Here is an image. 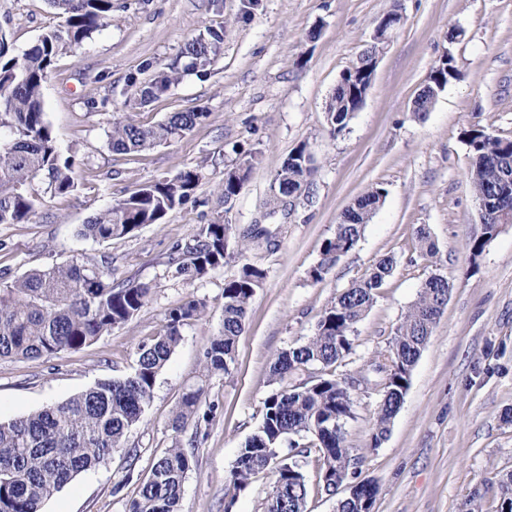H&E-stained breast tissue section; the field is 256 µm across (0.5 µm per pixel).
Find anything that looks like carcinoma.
<instances>
[{
  "label": "carcinoma",
  "mask_w": 512,
  "mask_h": 512,
  "mask_svg": "<svg viewBox=\"0 0 512 512\" xmlns=\"http://www.w3.org/2000/svg\"><path fill=\"white\" fill-rule=\"evenodd\" d=\"M48 2L62 15L63 24L42 33L22 56L10 55L5 37L0 36V224H24L37 214L44 195L74 189V160L65 155L45 120L42 87L58 54L81 47L112 20V0ZM223 44V31L206 29L187 42L185 65L177 61L156 71L148 83L135 87L125 105H145L159 98L178 82L183 70L206 67ZM376 47L371 43L341 74L325 112L330 134L341 133L363 105L369 84L361 81L359 73ZM453 62L448 57L430 76L415 101L416 118L429 112L437 92L455 78ZM203 117L205 113L192 109L171 112L151 126L117 121L108 133L109 145L112 151L125 154L150 150L190 132ZM462 140L473 161L468 175L471 188L489 206L479 231L467 242L471 257L476 258L499 233V203L505 196L512 199V138L497 137L473 125L463 130ZM256 160L257 154L249 152L227 170L221 188L224 201L241 192ZM310 164L311 152L305 143L288 154L270 185L277 203L283 205L295 197L310 175ZM199 181L198 169L187 168L172 178L147 183L96 214L82 225L80 234L105 242L128 237L145 225L163 224L194 194ZM36 182L44 186L41 195L32 189ZM385 197V189L374 186L341 214L310 271L313 280H322L341 255L356 248ZM416 238L420 256L437 263L439 249L428 229L419 227ZM259 240L275 244L265 224H252L243 231L227 220L201 224L191 241L173 247L168 263L183 279L193 281L242 260L249 244ZM394 265L392 256L379 259L336 295L307 341L282 350L271 363L272 389L264 400L261 420L239 449L228 476L229 486L242 491L254 475L280 460L265 512H306L309 486L295 457L306 456L313 448L318 451V488L327 495L346 489L336 512H362L360 498L377 495V486L356 480L362 455L348 441L346 430L353 416L354 392L372 384L379 394L370 439V447L377 448L404 402L413 369L454 287L453 280L441 272L430 273L422 282L386 349L369 361L377 380L362 373L336 376L331 368L353 353L356 325L372 308ZM265 277L262 268L244 263L225 281L223 334L204 353L201 378L176 407L175 432L182 431L189 420L207 423L213 417L215 405H203L206 382L214 374L229 372L251 300ZM150 295L151 288L145 284H116L111 270L76 260L33 269L0 285V360L50 358L65 350L77 351L131 322ZM205 308V303L189 300L170 311L163 332L139 344L128 375L98 381L62 403L0 421V512H40L46 499L116 451L123 452L129 466L114 493L133 480L138 483L137 496L126 504V512H180L197 438L186 444L176 440L141 478L134 476L139 449L126 446V437L143 419L156 379L181 340V326L200 317ZM490 491L498 502L496 512L506 508L512 512V473L474 490L466 500V512H482L481 501Z\"/></svg>",
  "instance_id": "1"
}]
</instances>
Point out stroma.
I'll return each mask as SVG.
<instances>
[{
	"mask_svg": "<svg viewBox=\"0 0 512 512\" xmlns=\"http://www.w3.org/2000/svg\"><path fill=\"white\" fill-rule=\"evenodd\" d=\"M396 2L403 21L371 89L348 126L331 135L325 108L340 75ZM61 22L46 0H0V34L11 54H22ZM209 27L223 30L224 45L205 75L185 73L148 105L126 106L129 82L148 81ZM454 28L461 35L452 41ZM445 54L458 75L438 91L430 112L416 118L414 102ZM43 104L57 142L74 155L75 188L45 196L28 223L0 224V284L31 269L105 259L114 281L144 283L153 293L130 324L80 350L0 360V421L127 374L139 343L162 332L172 309L195 299L206 311L182 327L142 422L128 434V445L140 450L136 465L113 454L48 498L41 512H124L138 490L124 483L127 468L148 475L171 447L173 412L221 334L224 282L238 266L188 282L176 276L168 255L199 225L226 218L241 228L271 224L279 246L255 244L245 253L266 278L251 301L234 367L208 382L205 400L217 407L212 420L186 428L202 441L181 512H263L271 473L256 474L233 496L227 478L261 419L270 364L312 336L336 295L386 255L394 257L395 271L357 324L354 352L337 374H357L386 349L432 269L451 276L454 288L378 448L369 446L378 395L356 393L346 430L365 451L359 478L378 486L375 512H462L472 490L512 473V423L504 420L512 411V224L471 257L466 240L478 230L481 210L468 179L472 157L461 140L474 124L512 138V0H113L111 22L78 51L55 59ZM192 108L203 119L169 144L138 154L108 146L115 121L151 125ZM301 143L313 156L311 194L292 210L271 212L272 175ZM248 150L258 161L240 194L224 201V174ZM186 168L200 170L199 185L166 223L107 242L80 237L81 224L108 204ZM375 185L386 198L357 247L313 281L323 241L342 212ZM422 225L439 248L433 267L418 253L415 230Z\"/></svg>",
	"mask_w": 512,
	"mask_h": 512,
	"instance_id": "35a3bbf8",
	"label": "stroma"
}]
</instances>
